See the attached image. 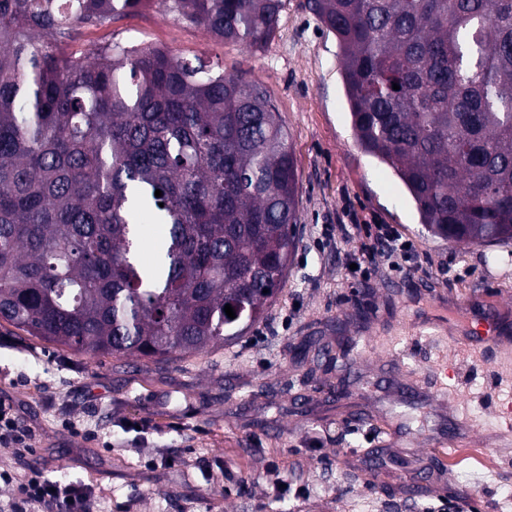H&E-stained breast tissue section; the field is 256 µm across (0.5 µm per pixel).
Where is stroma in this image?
I'll return each mask as SVG.
<instances>
[{
    "label": "stroma",
    "mask_w": 512,
    "mask_h": 512,
    "mask_svg": "<svg viewBox=\"0 0 512 512\" xmlns=\"http://www.w3.org/2000/svg\"><path fill=\"white\" fill-rule=\"evenodd\" d=\"M285 0L259 51L217 41L157 6L87 25L66 50L145 43L262 81L288 127L300 224L265 321L238 340L167 363L75 354L0 322V398L32 451L0 447V512L31 472L93 485L94 512H507L512 360L433 340L396 356L392 339L467 312L512 328V241L456 247L431 236L392 170L362 153L332 33ZM389 224L415 271L373 273L364 233L319 246L326 224ZM493 456L495 475L460 446ZM170 466L147 467L150 457ZM298 487L280 496L269 465Z\"/></svg>",
    "instance_id": "stroma-1"
}]
</instances>
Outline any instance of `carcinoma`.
<instances>
[{
    "label": "carcinoma",
    "mask_w": 512,
    "mask_h": 512,
    "mask_svg": "<svg viewBox=\"0 0 512 512\" xmlns=\"http://www.w3.org/2000/svg\"><path fill=\"white\" fill-rule=\"evenodd\" d=\"M149 3L255 50L284 8L0 0V319L73 353L163 363L265 319L300 212L265 85L165 47L63 50L83 25ZM307 7L338 40L358 147L392 169L421 223L450 244L511 241L512 0ZM145 213L166 227L151 262Z\"/></svg>",
    "instance_id": "1"
}]
</instances>
